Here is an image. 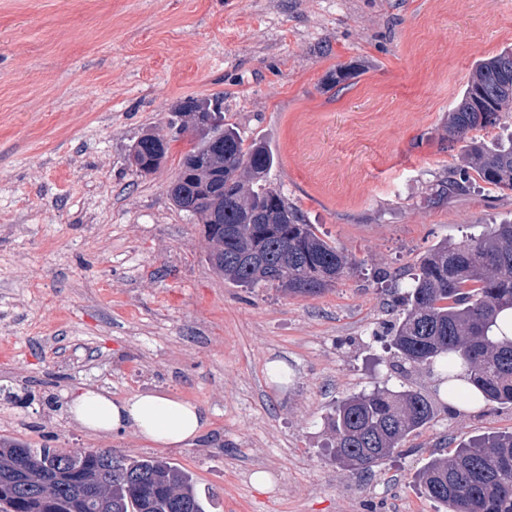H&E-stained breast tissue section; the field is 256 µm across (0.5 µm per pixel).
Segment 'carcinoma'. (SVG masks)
Segmentation results:
<instances>
[{
  "instance_id": "1",
  "label": "carcinoma",
  "mask_w": 512,
  "mask_h": 512,
  "mask_svg": "<svg viewBox=\"0 0 512 512\" xmlns=\"http://www.w3.org/2000/svg\"><path fill=\"white\" fill-rule=\"evenodd\" d=\"M512 117V49L479 61L460 102L448 115V148L462 143L448 176L429 194L440 206L482 181L512 193V140H487ZM204 135L181 162L184 175L170 193L181 211L197 216L212 243L208 260L224 279L244 288L270 286L317 296L354 272L346 251L318 234L268 180L275 156L262 141L245 143L224 123ZM164 135L146 133L132 164L155 172L166 159ZM400 312L381 334L400 368L437 370L455 398L458 369L470 372L473 402L512 404V339H492L498 316L512 310V221L478 237L445 239L429 250L410 277ZM432 401L411 389H377L342 400L328 417L330 453L341 465L369 471L403 452L406 439L434 417ZM33 468L21 483L16 468ZM99 484L101 500L78 498L77 482ZM420 488L441 512H512V432L471 440L449 456L432 458ZM0 512H207L193 476L158 457L112 456L103 448H29L0 440Z\"/></svg>"
}]
</instances>
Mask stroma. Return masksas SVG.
Returning <instances> with one entry per match:
<instances>
[{
	"instance_id": "stroma-1",
	"label": "stroma",
	"mask_w": 512,
	"mask_h": 512,
	"mask_svg": "<svg viewBox=\"0 0 512 512\" xmlns=\"http://www.w3.org/2000/svg\"><path fill=\"white\" fill-rule=\"evenodd\" d=\"M510 46L512 0H0V439L166 458L208 512H437L419 472L511 432L512 405L448 411L436 376L399 373L372 334L437 243L512 217V195L479 188L427 203L453 162L449 112L475 63ZM215 96L274 152L269 181L355 258L324 294L215 272L202 222L169 195L189 139L152 174L132 165L181 101ZM386 386L437 416L412 452L350 472L327 417ZM79 387L175 396L209 422L177 450L94 436L69 412Z\"/></svg>"
}]
</instances>
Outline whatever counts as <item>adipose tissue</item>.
I'll return each mask as SVG.
<instances>
[{
    "label": "adipose tissue",
    "mask_w": 512,
    "mask_h": 512,
    "mask_svg": "<svg viewBox=\"0 0 512 512\" xmlns=\"http://www.w3.org/2000/svg\"><path fill=\"white\" fill-rule=\"evenodd\" d=\"M72 418L95 434L134 428L146 441L166 448H183L202 433L208 415L197 405L159 394L113 398L105 388H88L72 396Z\"/></svg>",
    "instance_id": "ef3b65f1"
}]
</instances>
